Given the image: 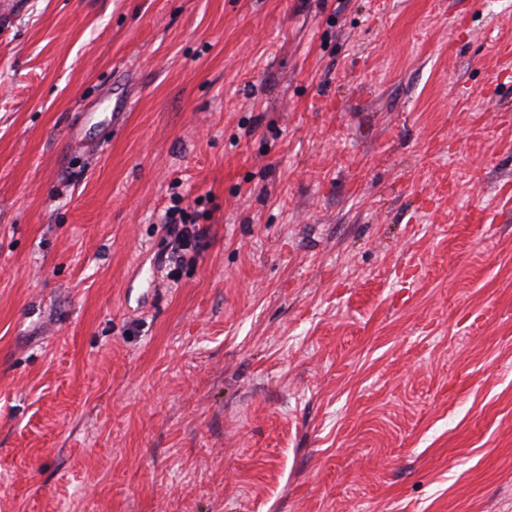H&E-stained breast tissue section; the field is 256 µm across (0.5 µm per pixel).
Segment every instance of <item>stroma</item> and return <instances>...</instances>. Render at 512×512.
Instances as JSON below:
<instances>
[{
	"label": "stroma",
	"mask_w": 512,
	"mask_h": 512,
	"mask_svg": "<svg viewBox=\"0 0 512 512\" xmlns=\"http://www.w3.org/2000/svg\"><path fill=\"white\" fill-rule=\"evenodd\" d=\"M0 512H512V0H17ZM171 204L163 215V228L168 237L169 249L160 255V262L167 269V276L175 281L185 263L198 261L207 246L208 229L197 224L195 216L184 206L180 194H172Z\"/></svg>",
	"instance_id": "1"
}]
</instances>
